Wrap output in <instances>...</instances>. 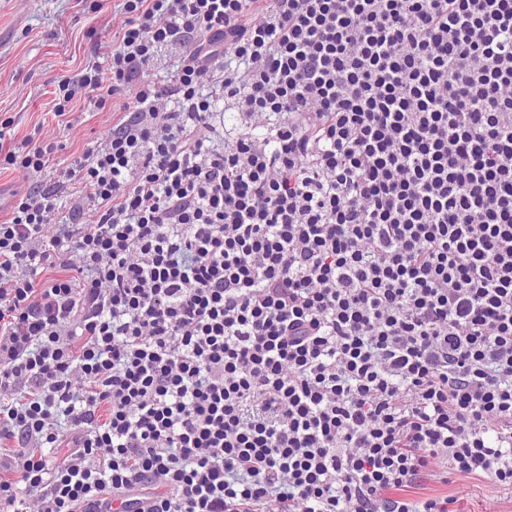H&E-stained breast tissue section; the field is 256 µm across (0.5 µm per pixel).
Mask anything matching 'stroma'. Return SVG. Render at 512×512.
Returning <instances> with one entry per match:
<instances>
[{
    "label": "stroma",
    "instance_id": "35a3bbf8",
    "mask_svg": "<svg viewBox=\"0 0 512 512\" xmlns=\"http://www.w3.org/2000/svg\"><path fill=\"white\" fill-rule=\"evenodd\" d=\"M121 0H107L99 15L79 13L74 0H0V113L15 119L16 137L43 126L60 150L48 178L64 161L81 155L112 126V116L86 102L74 103L69 122L53 114V80L76 73L95 56V31L120 22ZM429 495L462 496L463 512H512V492L477 477L443 485L426 482Z\"/></svg>",
    "mask_w": 512,
    "mask_h": 512
}]
</instances>
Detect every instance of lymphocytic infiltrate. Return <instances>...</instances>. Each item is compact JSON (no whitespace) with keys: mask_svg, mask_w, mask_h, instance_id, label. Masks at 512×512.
Segmentation results:
<instances>
[{"mask_svg":"<svg viewBox=\"0 0 512 512\" xmlns=\"http://www.w3.org/2000/svg\"><path fill=\"white\" fill-rule=\"evenodd\" d=\"M121 13L105 62L55 80L61 119L127 95L60 179L55 142L0 113V169L38 180L0 215V512L511 490L512 0ZM177 46L172 88L142 80ZM222 99L247 129L218 146Z\"/></svg>","mask_w":512,"mask_h":512,"instance_id":"f902f5d3","label":"lymphocytic infiltrate"}]
</instances>
